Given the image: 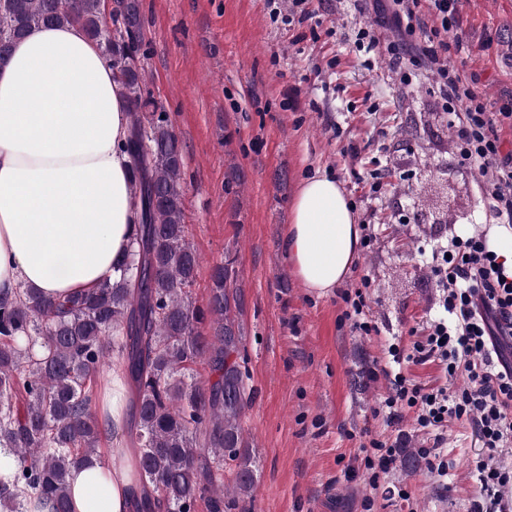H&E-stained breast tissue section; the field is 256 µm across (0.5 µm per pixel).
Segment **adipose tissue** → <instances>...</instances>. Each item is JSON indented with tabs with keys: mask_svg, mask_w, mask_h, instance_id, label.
I'll return each instance as SVG.
<instances>
[{
	"mask_svg": "<svg viewBox=\"0 0 512 512\" xmlns=\"http://www.w3.org/2000/svg\"><path fill=\"white\" fill-rule=\"evenodd\" d=\"M121 88L83 26H40L0 63V294L18 285L48 298L80 294L126 254L139 214ZM362 229L340 183L319 172L291 205L285 255L308 292L338 288ZM125 386L112 369V411L102 427L110 459L71 479L75 512H127L138 490L135 451L122 437Z\"/></svg>",
	"mask_w": 512,
	"mask_h": 512,
	"instance_id": "obj_1",
	"label": "adipose tissue"
}]
</instances>
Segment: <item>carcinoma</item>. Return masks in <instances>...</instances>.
<instances>
[{"mask_svg":"<svg viewBox=\"0 0 512 512\" xmlns=\"http://www.w3.org/2000/svg\"><path fill=\"white\" fill-rule=\"evenodd\" d=\"M78 21L112 67L128 105L130 190L139 221L130 250L96 288L63 300L24 285L0 297V512L32 499L73 512L72 471L99 457L94 388L119 359L130 389L125 434L139 457L132 512H234L252 499L256 461L244 440L248 355L231 252L192 299L200 256L187 237L184 160L164 105L144 92L141 0H0V58L29 29ZM209 324L211 334L199 327ZM205 362L215 379L197 380Z\"/></svg>","mask_w":512,"mask_h":512,"instance_id":"1","label":"carcinoma"}]
</instances>
